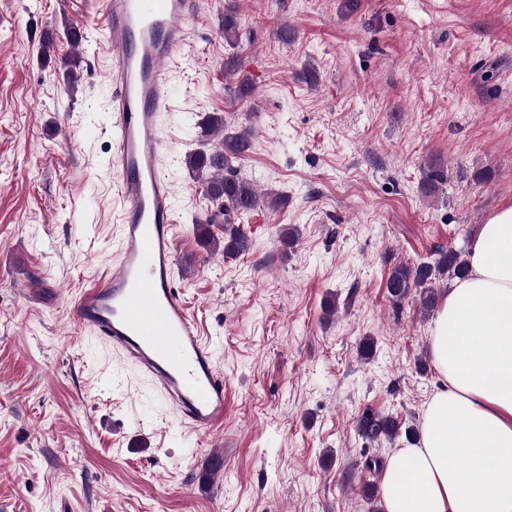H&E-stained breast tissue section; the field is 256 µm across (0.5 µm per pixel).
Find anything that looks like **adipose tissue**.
<instances>
[{"label": "adipose tissue", "instance_id": "1", "mask_svg": "<svg viewBox=\"0 0 512 512\" xmlns=\"http://www.w3.org/2000/svg\"><path fill=\"white\" fill-rule=\"evenodd\" d=\"M429 349L442 387L384 472L382 512H512V204L479 225Z\"/></svg>", "mask_w": 512, "mask_h": 512}]
</instances>
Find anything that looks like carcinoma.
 <instances>
[{"label":"carcinoma","instance_id":"obj_1","mask_svg":"<svg viewBox=\"0 0 512 512\" xmlns=\"http://www.w3.org/2000/svg\"><path fill=\"white\" fill-rule=\"evenodd\" d=\"M223 33L226 42L233 44L238 41L239 25L232 7L224 9ZM201 129L207 140L218 137L217 145L191 154L187 158V165L209 200L224 201V224L218 235L212 230V220L208 219L197 225V235L206 244L223 245L222 254L236 258L251 250L252 241L233 218L261 205L279 209L285 205L286 197L278 193L263 195L252 183L226 172L231 160L244 157L252 149V131L227 128L224 115L217 112L206 116ZM467 273L468 261L462 252L440 250L432 264L422 263L414 269L405 265L393 266L386 281L388 297L399 306L416 290L423 311L430 313L437 308L439 300V291L432 285V279L443 275L450 279H462ZM357 428L361 436L372 441L381 438L390 441L398 435V424L393 418L372 412L365 413L359 419Z\"/></svg>","mask_w":512,"mask_h":512}]
</instances>
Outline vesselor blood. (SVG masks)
I'll list each match as a JSON object with an SVG mask.
<instances>
[{
	"label": "vessel or blood",
	"mask_w": 512,
	"mask_h": 512,
	"mask_svg": "<svg viewBox=\"0 0 512 512\" xmlns=\"http://www.w3.org/2000/svg\"><path fill=\"white\" fill-rule=\"evenodd\" d=\"M84 28L110 52L111 124L121 249L111 270L70 300L77 330L120 352L198 436L224 426V373L175 285L173 188L160 173L167 65L189 44L200 0H86Z\"/></svg>",
	"instance_id": "1"
}]
</instances>
